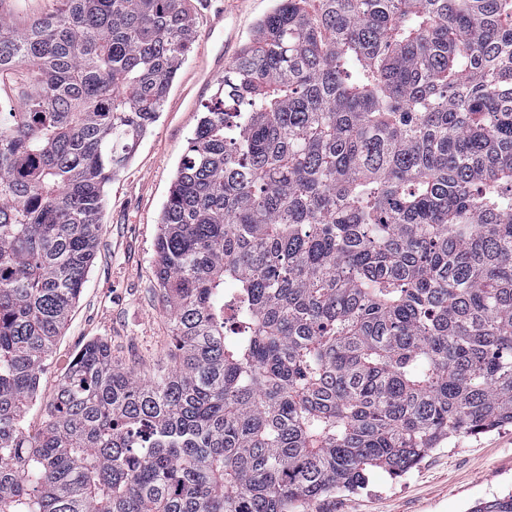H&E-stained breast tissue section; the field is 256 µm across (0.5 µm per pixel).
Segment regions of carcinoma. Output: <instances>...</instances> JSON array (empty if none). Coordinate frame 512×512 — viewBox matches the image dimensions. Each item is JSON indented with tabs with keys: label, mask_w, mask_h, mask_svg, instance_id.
<instances>
[{
	"label": "carcinoma",
	"mask_w": 512,
	"mask_h": 512,
	"mask_svg": "<svg viewBox=\"0 0 512 512\" xmlns=\"http://www.w3.org/2000/svg\"><path fill=\"white\" fill-rule=\"evenodd\" d=\"M51 2L0 12V512H307L512 425V0H275L163 207L174 365L93 340L30 432L194 28L190 0ZM48 4V0H6L1 7L16 20L24 22L40 14Z\"/></svg>",
	"instance_id": "1"
}]
</instances>
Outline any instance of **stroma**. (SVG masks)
I'll list each match as a JSON object with an SVG mask.
<instances>
[{
	"label": "stroma",
	"instance_id": "35a3bbf8",
	"mask_svg": "<svg viewBox=\"0 0 512 512\" xmlns=\"http://www.w3.org/2000/svg\"><path fill=\"white\" fill-rule=\"evenodd\" d=\"M274 0H192L194 43L183 59L158 122L126 169L105 188L95 259L69 320L41 375L27 424L38 429L72 357L92 339L141 377L171 365L170 312L153 273L163 206L178 164L216 92L215 69L229 66ZM223 29H211L215 12ZM512 492V426L463 436L432 449L400 477L370 474L356 492H336L308 512H469L477 502Z\"/></svg>",
	"mask_w": 512,
	"mask_h": 512
}]
</instances>
